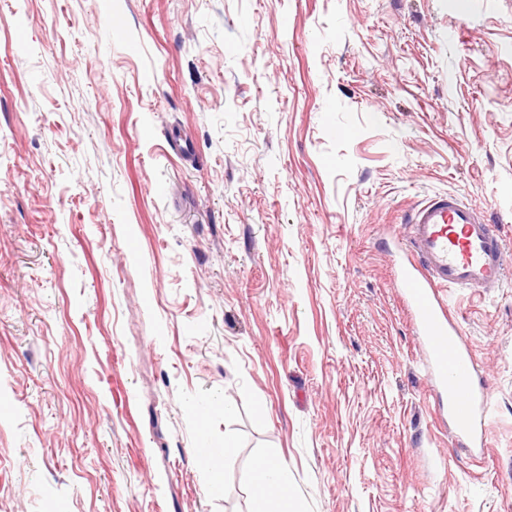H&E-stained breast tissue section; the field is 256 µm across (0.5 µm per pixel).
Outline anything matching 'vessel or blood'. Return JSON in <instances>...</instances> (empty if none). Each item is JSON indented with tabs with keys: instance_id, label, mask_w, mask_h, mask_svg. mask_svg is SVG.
Returning a JSON list of instances; mask_svg holds the SVG:
<instances>
[{
	"instance_id": "obj_1",
	"label": "vessel or blood",
	"mask_w": 512,
	"mask_h": 512,
	"mask_svg": "<svg viewBox=\"0 0 512 512\" xmlns=\"http://www.w3.org/2000/svg\"><path fill=\"white\" fill-rule=\"evenodd\" d=\"M403 223L400 249L407 261L399 266L398 283L427 346V366L447 397L453 432L485 436L489 394L474 384L468 345L439 291L485 295L503 287L511 266L504 241L480 207L457 193L427 198Z\"/></svg>"
}]
</instances>
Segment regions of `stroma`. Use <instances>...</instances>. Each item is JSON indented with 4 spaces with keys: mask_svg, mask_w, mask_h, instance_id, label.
Instances as JSON below:
<instances>
[{
    "mask_svg": "<svg viewBox=\"0 0 512 512\" xmlns=\"http://www.w3.org/2000/svg\"><path fill=\"white\" fill-rule=\"evenodd\" d=\"M448 190L512 254V0H0V512H512V278L482 448L397 285ZM253 479L256 508L252 512H300L291 494L287 469L274 457H262L257 462Z\"/></svg>",
    "mask_w": 512,
    "mask_h": 512,
    "instance_id": "1",
    "label": "stroma"
}]
</instances>
